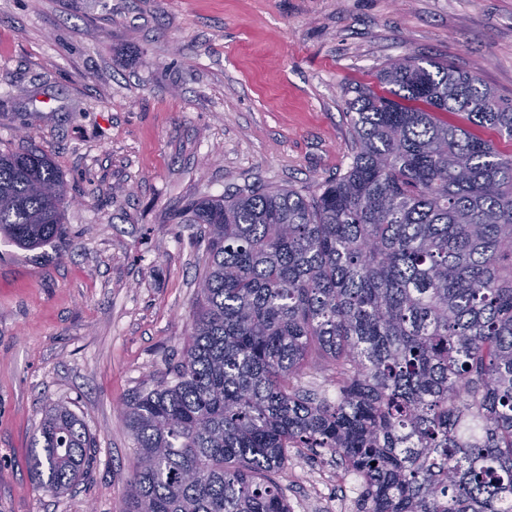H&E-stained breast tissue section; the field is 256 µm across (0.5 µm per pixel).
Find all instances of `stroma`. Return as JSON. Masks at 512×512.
I'll use <instances>...</instances> for the list:
<instances>
[{"label": "stroma", "mask_w": 512, "mask_h": 512, "mask_svg": "<svg viewBox=\"0 0 512 512\" xmlns=\"http://www.w3.org/2000/svg\"><path fill=\"white\" fill-rule=\"evenodd\" d=\"M410 53L512 99V0H0V150L37 148L69 182L64 232L0 240V512H121L120 411L181 358L203 195L308 193L352 162L349 104ZM67 405L93 448L67 491L29 461ZM293 512L356 501L330 453H291Z\"/></svg>", "instance_id": "35a3bbf8"}]
</instances>
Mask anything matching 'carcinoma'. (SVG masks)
<instances>
[{
    "label": "carcinoma",
    "instance_id": "carcinoma-1",
    "mask_svg": "<svg viewBox=\"0 0 512 512\" xmlns=\"http://www.w3.org/2000/svg\"><path fill=\"white\" fill-rule=\"evenodd\" d=\"M350 102L353 160L295 188L204 196L197 305L171 381L125 404L123 512H292L272 475L325 451L358 512H512V100L408 53ZM459 115L461 123L448 121ZM71 203L52 158L0 152V237L34 251ZM330 374L336 399L301 387ZM93 441L65 406L31 458L53 494Z\"/></svg>",
    "mask_w": 512,
    "mask_h": 512
}]
</instances>
